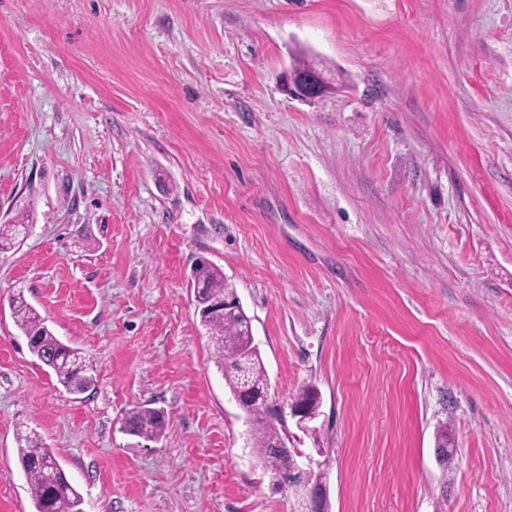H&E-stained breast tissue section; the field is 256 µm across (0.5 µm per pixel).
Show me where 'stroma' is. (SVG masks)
Listing matches in <instances>:
<instances>
[{
	"label": "stroma",
	"mask_w": 512,
	"mask_h": 512,
	"mask_svg": "<svg viewBox=\"0 0 512 512\" xmlns=\"http://www.w3.org/2000/svg\"><path fill=\"white\" fill-rule=\"evenodd\" d=\"M336 89L289 98L298 57ZM0 512H291L188 283L220 267L331 512H512V0H0ZM80 349L69 394L13 292ZM147 405L156 442L122 430ZM447 426L459 448L435 458ZM29 217V213L23 212L17 219L18 224H0V253L10 250L18 236L28 229V224H24V221L29 223ZM17 445L34 512H83L80 508L82 496L70 483L64 470L57 474L56 481L48 479L43 463L50 459L57 460L42 440L33 432L21 431L17 434Z\"/></svg>",
	"instance_id": "obj_1"
}]
</instances>
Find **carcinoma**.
<instances>
[{"mask_svg": "<svg viewBox=\"0 0 512 512\" xmlns=\"http://www.w3.org/2000/svg\"><path fill=\"white\" fill-rule=\"evenodd\" d=\"M25 212L16 224H0V253L14 246L15 240L28 229ZM191 278L200 287L201 296L212 303L235 302L236 293L224 281L221 268L201 263L193 268ZM14 322L25 336L31 354L40 362L50 364L58 382L71 393H84L94 379L89 374L80 352L61 341L47 325V320L29 304L22 292L10 297ZM200 322L207 326L213 345L215 364L224 375L225 385L231 395L253 419L250 446L252 453L271 478L286 474L290 464L289 448H280L284 442L280 426L269 418L257 396L268 386V375L258 348L251 345L246 319L239 314L209 309L198 312ZM126 423L131 434L147 441L163 436L167 420L156 408L139 406L128 412ZM17 452L26 475L35 512H83L82 496L70 483L65 471L57 480L48 479L43 463L54 458L49 448L33 432L17 434Z\"/></svg>", "mask_w": 512, "mask_h": 512, "instance_id": "1", "label": "carcinoma"}]
</instances>
